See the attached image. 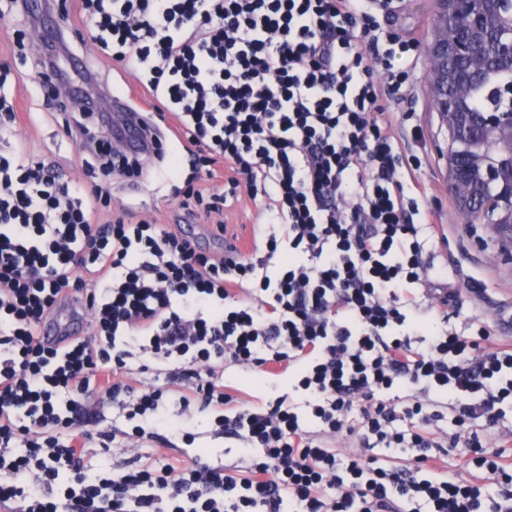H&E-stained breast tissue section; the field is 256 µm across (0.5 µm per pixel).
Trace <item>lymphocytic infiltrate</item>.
I'll return each mask as SVG.
<instances>
[{
  "label": "lymphocytic infiltrate",
  "instance_id": "f902f5d3",
  "mask_svg": "<svg viewBox=\"0 0 512 512\" xmlns=\"http://www.w3.org/2000/svg\"><path fill=\"white\" fill-rule=\"evenodd\" d=\"M394 9L78 0L92 41L178 123L184 223L246 197L266 225L247 251L217 225L222 247L207 251L129 209L103 214L109 187L89 194L47 158L0 153V512H512L499 447L512 345L418 315L443 275L407 188L420 127L384 105L406 98L421 59L419 37L382 27ZM74 56L71 41L46 43L38 82H71ZM82 153L143 173L107 140ZM67 310L86 314L85 335L45 342L41 326ZM228 365L272 395L241 402ZM136 372L154 384L133 385ZM105 404L121 427L105 426ZM195 404L242 464L196 447ZM94 443L133 454L97 467ZM459 450L471 477L447 464Z\"/></svg>",
  "mask_w": 512,
  "mask_h": 512
}]
</instances>
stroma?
Masks as SVG:
<instances>
[{"label": "stroma", "instance_id": "stroma-1", "mask_svg": "<svg viewBox=\"0 0 512 512\" xmlns=\"http://www.w3.org/2000/svg\"><path fill=\"white\" fill-rule=\"evenodd\" d=\"M436 19L435 0H403L400 8L383 17L384 27L403 34L420 36L430 43ZM20 22L0 19V61L11 64L16 82L15 110L18 124L15 131L0 136V151L26 152L51 156L66 179L84 184L86 188L107 182L112 187L111 210L125 204L137 207L139 217L154 218L158 223L178 224L182 210L162 182L159 168H150L146 178L131 185L118 179H105L102 172H87L81 161L80 146L65 134L59 117L47 112L43 96L34 83L33 63H22ZM78 55L98 71L103 81L113 88L131 90L139 101H147L148 93L132 71H121L119 63L101 53L92 41L81 44ZM391 111H412L424 134L423 165L418 174L426 189L428 202L437 211L438 223L449 226L452 235L449 247L434 250L436 268L447 271L451 292L447 303L439 299L424 300L425 316L438 321L449 314L457 330H464L474 320L489 326L492 342L512 340V244L502 242L485 224L465 223L453 194L448 188L445 153L448 133L441 125L428 88V69L420 67L417 85L410 101L391 104Z\"/></svg>", "mask_w": 512, "mask_h": 512}]
</instances>
